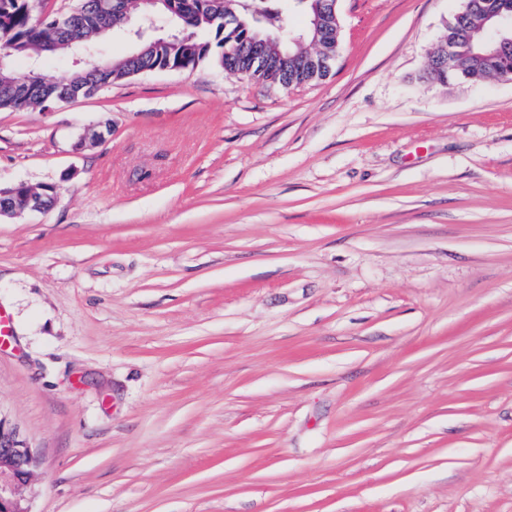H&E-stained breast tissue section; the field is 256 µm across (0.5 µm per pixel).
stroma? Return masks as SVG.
Listing matches in <instances>:
<instances>
[{"mask_svg":"<svg viewBox=\"0 0 512 512\" xmlns=\"http://www.w3.org/2000/svg\"><path fill=\"white\" fill-rule=\"evenodd\" d=\"M465 0H338L331 74L0 109V417L30 512H512V82ZM103 141L75 150L88 129ZM478 5L474 11L469 14H457L448 23L446 29L447 40L454 42L440 43L436 49L442 61V67L448 66V63L454 60L462 48L471 49V54L467 51L463 53L456 62L452 64L451 69L445 71L443 80L463 79L464 74L470 75V81H484L494 79L499 75L500 80L512 82V67L506 62L499 73L497 62L482 63L477 55L487 53L493 44L498 41L499 36L491 29L482 28L481 7L484 2L498 3L499 6L510 8L512 11V0H474ZM504 11L503 8L491 7L485 10V22L498 33H512V12ZM459 45V46H458ZM24 184L12 189H0V217L16 216L25 212H41L53 205L55 199L48 200V197L35 187H30L29 192L18 195L19 188L29 187ZM4 198H11V200L1 206V200Z\"/></svg>","mask_w":512,"mask_h":512,"instance_id":"1","label":"stroma"}]
</instances>
